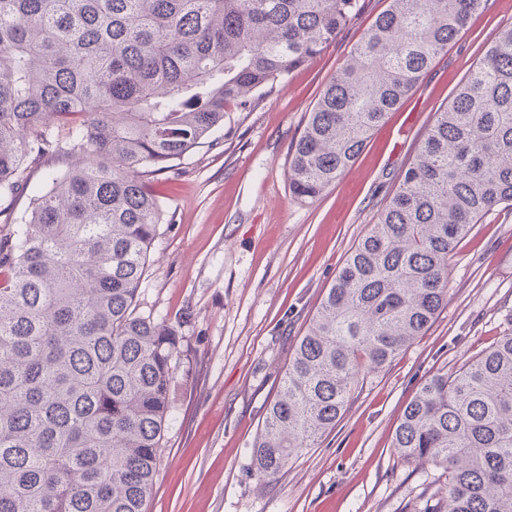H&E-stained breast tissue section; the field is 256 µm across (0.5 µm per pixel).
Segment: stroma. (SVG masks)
<instances>
[{
	"mask_svg": "<svg viewBox=\"0 0 512 512\" xmlns=\"http://www.w3.org/2000/svg\"><path fill=\"white\" fill-rule=\"evenodd\" d=\"M388 6L356 20L153 187L164 220L149 251L139 315L172 326L169 421L146 512H426L443 467L400 461L395 429L420 385L512 334V210L498 208L448 262V300L386 367L361 374L335 428L271 482L252 446L282 374L352 248L416 154L435 112L512 25V0H488L319 198L293 196L288 163L307 116L348 52Z\"/></svg>",
	"mask_w": 512,
	"mask_h": 512,
	"instance_id": "obj_1",
	"label": "stroma"
}]
</instances>
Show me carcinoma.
<instances>
[{"label": "carcinoma", "instance_id": "1", "mask_svg": "<svg viewBox=\"0 0 512 512\" xmlns=\"http://www.w3.org/2000/svg\"><path fill=\"white\" fill-rule=\"evenodd\" d=\"M359 0H0V512H145L177 335L136 315L163 221L148 176L173 171L351 24ZM487 0H390L326 85L288 180L315 199ZM81 158L33 185L32 165ZM512 207V26L435 113L354 246L252 446L274 479L448 299V258ZM440 465L430 512H512V335L425 381L394 436Z\"/></svg>", "mask_w": 512, "mask_h": 512}]
</instances>
